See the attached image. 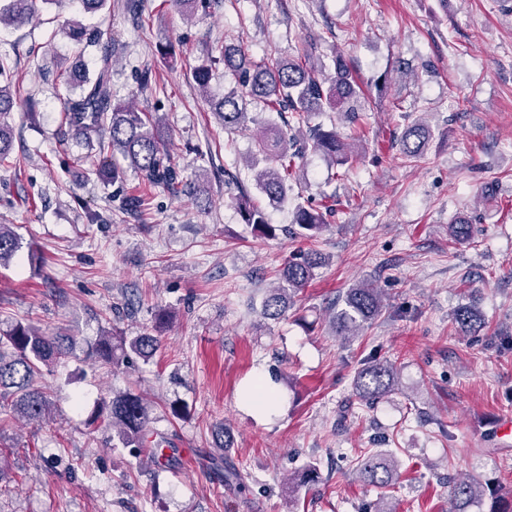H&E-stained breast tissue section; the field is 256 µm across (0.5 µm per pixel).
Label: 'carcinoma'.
Here are the masks:
<instances>
[{"mask_svg":"<svg viewBox=\"0 0 512 512\" xmlns=\"http://www.w3.org/2000/svg\"><path fill=\"white\" fill-rule=\"evenodd\" d=\"M51 4L54 0H0V25H24L39 16L37 2ZM69 38L78 46H95L101 33L91 31L78 21L69 24ZM219 55L208 56L197 66L193 80L207 90L212 76V64H224V72L234 79V85L224 98L212 104L224 124V129H238L249 120L245 105L256 99L277 113V118L261 122L257 136L259 150L271 157L275 165L260 171L255 178V189L269 200L283 202L295 184L300 182L306 142L310 136L312 147L322 154L331 167H344L358 155L360 144L346 142L336 128L326 129L318 122L326 112H337L346 120H358L367 110V98L357 81L350 62L340 53L332 58V67L318 64L309 51L303 57L268 58L254 62L240 45H223ZM57 80L66 90L62 125L73 135L94 144L100 153L119 154L141 180L150 185H162L179 196L192 189L177 173L173 164V149L157 118L135 109L130 104L112 102V59L108 53L100 57L95 77L61 68ZM18 89L4 62L0 61V116L14 107ZM429 126L422 120L408 125L400 140V157L416 165L425 158ZM13 136L9 126L0 121V164L18 162L12 157ZM243 223L253 234L272 236L274 225L267 222L265 212L246 192L233 196ZM327 211L304 202L295 204L292 224L285 229L293 238H313L326 224ZM474 237L472 220L458 218L450 224V238L463 244ZM19 249L15 234L0 224V264L12 258ZM325 263L320 254L301 252L288 260L281 272V285L268 291L262 302V314L270 320L280 319L288 304L314 277V270ZM342 307L332 317L337 336L350 340L373 324L387 308L385 295L371 283H360L341 297ZM463 335L476 333L482 325L481 317L472 306H464L454 314ZM76 341L72 336H48L29 323H17L0 335V404L7 402L10 409L30 421H40L48 413L43 393L33 387V378L40 367L49 366L74 354ZM159 348L158 338L150 334L135 336L103 335L91 345V356L97 362L118 368L134 354L147 361ZM360 397L374 405L398 390V368L385 361L363 364L355 378ZM89 423H106L123 447L144 461H157L163 456L165 440L151 442L148 407L143 398L126 391L102 401L91 413ZM214 452L208 454L210 470L218 481L239 490L248 488L245 475L224 457V427L213 432ZM399 463L391 455L367 452L357 464L363 481L380 488L394 487L399 478ZM451 512H470L475 504L489 503L487 512H512L498 490L470 477H458L451 486Z\"/></svg>","mask_w":512,"mask_h":512,"instance_id":"carcinoma-1","label":"carcinoma"}]
</instances>
